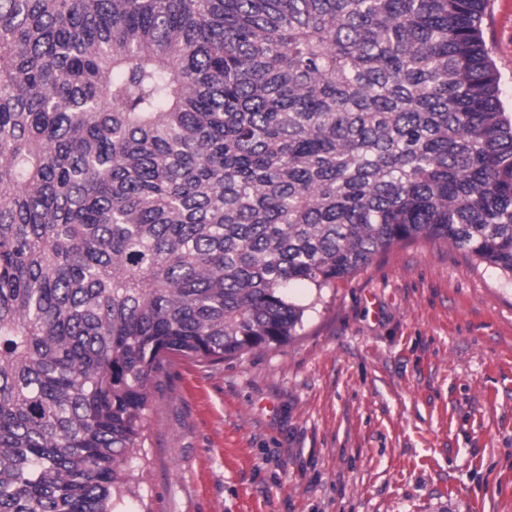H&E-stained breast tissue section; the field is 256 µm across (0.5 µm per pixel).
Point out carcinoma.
<instances>
[{
  "instance_id": "obj_1",
  "label": "carcinoma",
  "mask_w": 512,
  "mask_h": 512,
  "mask_svg": "<svg viewBox=\"0 0 512 512\" xmlns=\"http://www.w3.org/2000/svg\"><path fill=\"white\" fill-rule=\"evenodd\" d=\"M488 0H0V512H116L171 355L398 244L512 277Z\"/></svg>"
}]
</instances>
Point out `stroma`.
Masks as SVG:
<instances>
[{
  "label": "stroma",
  "instance_id": "stroma-1",
  "mask_svg": "<svg viewBox=\"0 0 512 512\" xmlns=\"http://www.w3.org/2000/svg\"><path fill=\"white\" fill-rule=\"evenodd\" d=\"M483 32L512 107V0ZM291 294L287 344L162 364L120 512H512V278L419 241Z\"/></svg>",
  "mask_w": 512,
  "mask_h": 512
}]
</instances>
